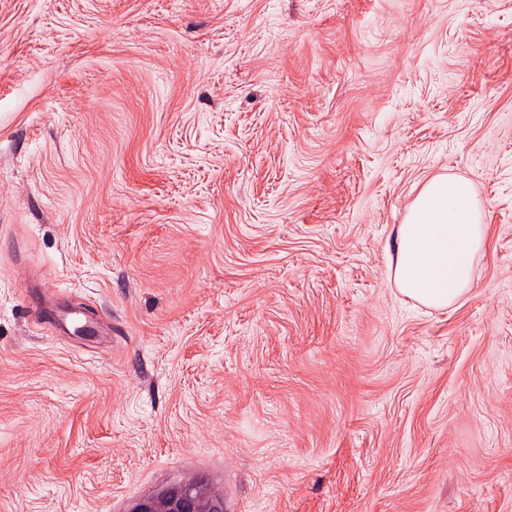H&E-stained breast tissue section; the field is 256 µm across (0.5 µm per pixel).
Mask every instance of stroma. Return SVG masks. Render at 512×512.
<instances>
[{"instance_id": "35a3bbf8", "label": "stroma", "mask_w": 512, "mask_h": 512, "mask_svg": "<svg viewBox=\"0 0 512 512\" xmlns=\"http://www.w3.org/2000/svg\"><path fill=\"white\" fill-rule=\"evenodd\" d=\"M443 175L488 231L434 309L394 240ZM188 477L512 512V0H0V512Z\"/></svg>"}]
</instances>
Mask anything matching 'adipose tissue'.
I'll return each mask as SVG.
<instances>
[{"label": "adipose tissue", "mask_w": 512, "mask_h": 512, "mask_svg": "<svg viewBox=\"0 0 512 512\" xmlns=\"http://www.w3.org/2000/svg\"><path fill=\"white\" fill-rule=\"evenodd\" d=\"M483 207L463 179H430L396 234L395 280L425 306L444 308L471 287L476 254L486 244Z\"/></svg>", "instance_id": "ef3b65f1"}]
</instances>
